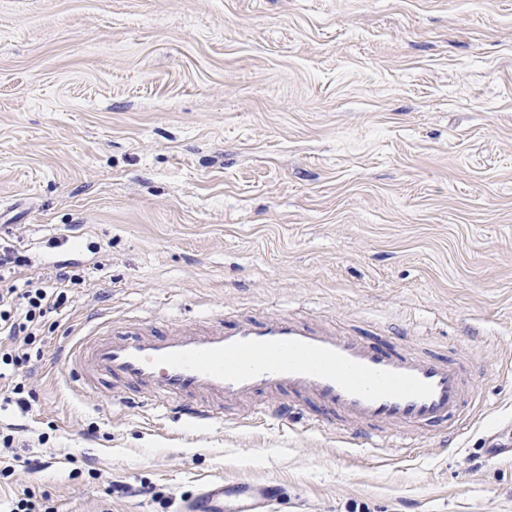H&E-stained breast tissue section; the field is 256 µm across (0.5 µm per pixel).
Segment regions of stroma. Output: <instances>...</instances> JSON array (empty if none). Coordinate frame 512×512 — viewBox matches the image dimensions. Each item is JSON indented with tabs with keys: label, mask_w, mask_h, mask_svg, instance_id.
<instances>
[{
	"label": "stroma",
	"mask_w": 512,
	"mask_h": 512,
	"mask_svg": "<svg viewBox=\"0 0 512 512\" xmlns=\"http://www.w3.org/2000/svg\"><path fill=\"white\" fill-rule=\"evenodd\" d=\"M0 228L83 277L0 432V488L54 512H178L208 479L278 512H512V0H0ZM331 322L475 379L458 439L349 458L301 428L156 419L78 393L94 316ZM154 488L146 497L113 482Z\"/></svg>",
	"instance_id": "1"
}]
</instances>
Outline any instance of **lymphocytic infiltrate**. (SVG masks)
I'll list each match as a JSON object with an SVG mask.
<instances>
[{
	"label": "lymphocytic infiltrate",
	"instance_id": "f902f5d3",
	"mask_svg": "<svg viewBox=\"0 0 512 512\" xmlns=\"http://www.w3.org/2000/svg\"><path fill=\"white\" fill-rule=\"evenodd\" d=\"M27 258L14 245L0 247V380L11 382L12 403L28 411L30 402L18 375L40 358L47 322L65 309L82 282L71 264L55 265L44 276L28 277Z\"/></svg>",
	"mask_w": 512,
	"mask_h": 512
}]
</instances>
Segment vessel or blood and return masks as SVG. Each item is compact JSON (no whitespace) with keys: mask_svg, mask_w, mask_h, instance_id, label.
I'll return each mask as SVG.
<instances>
[{"mask_svg":"<svg viewBox=\"0 0 512 512\" xmlns=\"http://www.w3.org/2000/svg\"><path fill=\"white\" fill-rule=\"evenodd\" d=\"M65 362L77 390L114 381L151 394L156 412L199 426L243 403L248 420L287 425L298 399L312 397L350 443L413 448L424 431L452 436L472 418L459 363L384 353L335 325L276 312L240 315L230 328L220 316L165 330L131 323L118 332L101 322L72 344ZM281 495L271 481L214 479L179 512H276Z\"/></svg>","mask_w":512,"mask_h":512,"instance_id":"obj_1","label":"vessel or blood"}]
</instances>
